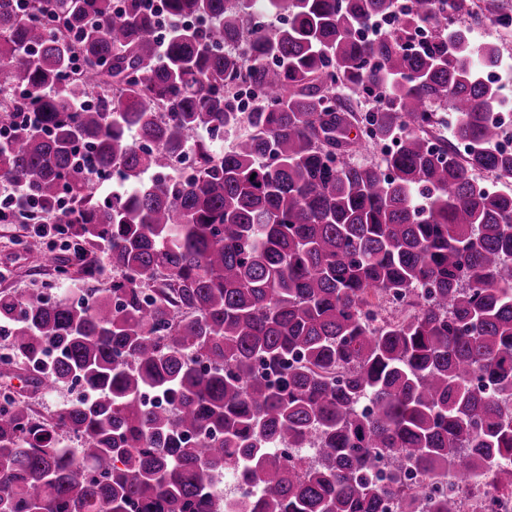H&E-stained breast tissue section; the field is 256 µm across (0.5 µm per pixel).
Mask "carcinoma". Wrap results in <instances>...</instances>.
<instances>
[{
	"mask_svg": "<svg viewBox=\"0 0 512 512\" xmlns=\"http://www.w3.org/2000/svg\"><path fill=\"white\" fill-rule=\"evenodd\" d=\"M163 2L161 47L143 0H0V183L21 223L82 245L73 271L50 259L83 285L0 290L5 377L83 389L48 417L6 396L0 512H461L403 483L406 463L511 497L512 154L485 76L501 55L440 18L512 14L407 0L366 40L398 0H270L288 16L270 32L246 27L250 0ZM422 24L431 41L408 49ZM241 82L262 91L247 108ZM338 88L385 101L356 112ZM436 103L454 114L437 145ZM367 138L395 148L347 162ZM188 145L196 173L170 177ZM113 174L128 189L95 195Z\"/></svg>",
	"mask_w": 512,
	"mask_h": 512,
	"instance_id": "1",
	"label": "carcinoma"
}]
</instances>
